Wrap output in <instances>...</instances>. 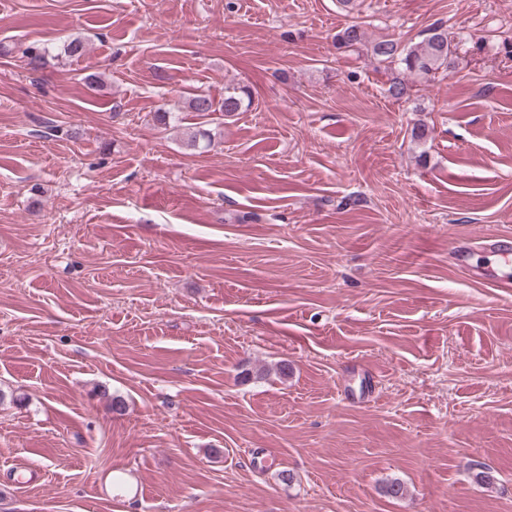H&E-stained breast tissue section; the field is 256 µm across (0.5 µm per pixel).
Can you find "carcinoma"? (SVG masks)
<instances>
[{"mask_svg":"<svg viewBox=\"0 0 512 512\" xmlns=\"http://www.w3.org/2000/svg\"><path fill=\"white\" fill-rule=\"evenodd\" d=\"M364 37L360 25L348 24L336 33V46L339 49L355 48L364 42ZM457 48L454 40L448 37V30L437 23L426 29L420 42L410 46L392 37L378 40L372 45V54L382 62L395 63L405 72L430 80L440 71L448 70ZM250 97L246 88L225 94L219 103L208 94H196L190 98L188 107L193 112H222L229 116L241 111L244 101Z\"/></svg>","mask_w":512,"mask_h":512,"instance_id":"obj_1","label":"carcinoma"}]
</instances>
